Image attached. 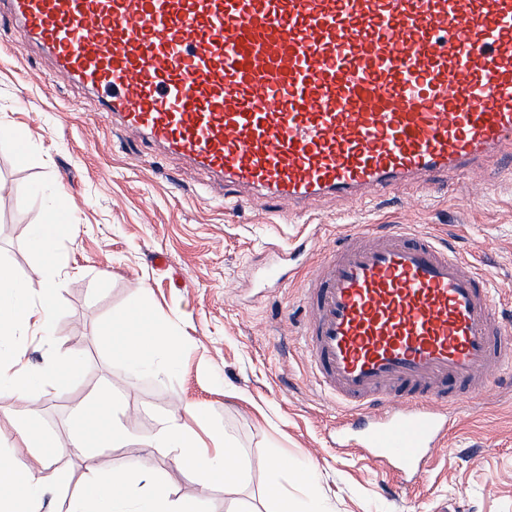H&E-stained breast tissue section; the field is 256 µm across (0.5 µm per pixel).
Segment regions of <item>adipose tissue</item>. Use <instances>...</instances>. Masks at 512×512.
I'll list each match as a JSON object with an SVG mask.
<instances>
[{
	"label": "adipose tissue",
	"mask_w": 512,
	"mask_h": 512,
	"mask_svg": "<svg viewBox=\"0 0 512 512\" xmlns=\"http://www.w3.org/2000/svg\"><path fill=\"white\" fill-rule=\"evenodd\" d=\"M52 200L45 221L31 225L28 243L44 260L43 286L32 292L28 284L8 267L0 268V392H6L21 407L13 419L20 447L29 449L31 464L17 461L13 453L0 450V512H41L45 475L64 452L82 457L88 478L84 486L63 498V512H200L195 499L171 498L163 484L153 482L139 469L103 472L97 469L92 447L106 441L122 446L129 439L125 424L112 417V396L98 393L71 422L70 450L58 448L49 435L35 432L26 415L41 396L63 391L83 368L77 357L54 360L39 370L27 358V343L33 336L51 335L56 317V299L69 277L56 260L59 242L70 232L64 215L63 193L45 187ZM116 346L133 368L150 363L156 352L175 358L182 349L180 337L131 306L115 321ZM179 415L166 423L156 445L181 466L192 471L203 486L230 485L243 477L237 453L228 452L224 435H201L197 426L206 415L202 403L185 400Z\"/></svg>",
	"instance_id": "1"
}]
</instances>
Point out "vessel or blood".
<instances>
[{
    "instance_id": "b4317fda",
    "label": "vessel or blood",
    "mask_w": 512,
    "mask_h": 512,
    "mask_svg": "<svg viewBox=\"0 0 512 512\" xmlns=\"http://www.w3.org/2000/svg\"><path fill=\"white\" fill-rule=\"evenodd\" d=\"M54 78L121 132L278 217L442 189L512 160V0H0ZM265 281L287 280L281 248ZM479 254L409 224L355 229L306 272L301 326L333 447L408 483L460 398L512 367Z\"/></svg>"
}]
</instances>
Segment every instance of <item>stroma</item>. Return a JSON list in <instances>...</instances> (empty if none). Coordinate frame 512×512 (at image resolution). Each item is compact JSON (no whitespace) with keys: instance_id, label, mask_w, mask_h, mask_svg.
Segmentation results:
<instances>
[{"instance_id":"obj_1","label":"stroma","mask_w":512,"mask_h":512,"mask_svg":"<svg viewBox=\"0 0 512 512\" xmlns=\"http://www.w3.org/2000/svg\"><path fill=\"white\" fill-rule=\"evenodd\" d=\"M50 62L0 21V261L39 289L43 260L28 246L30 225L51 201L37 183L66 194L74 225L58 247L69 271L57 300L55 334L30 341L29 363L81 357L83 373L61 393L39 399L31 417L59 447L71 443L76 412L102 388L129 428L127 445H100L97 467L147 466L172 498L201 499L203 512H274L267 463L276 457L317 476L315 493L333 512H512V390L488 394L481 408L462 402L448 451L416 487L357 451L331 446L338 411L314 382L296 327L303 277L255 289L266 245L293 248L296 224L274 221L258 205L222 206L220 189L175 156L115 131L91 94L49 77ZM410 224L434 230L461 250L482 253L496 288L512 293V165L449 177L420 200L404 191L371 207L320 203L304 229L312 250L289 269L316 262L340 230ZM183 338L178 368L164 356L131 374L113 349L112 323L135 302ZM209 408L201 428L220 430L248 461L232 487L202 489L154 443L178 399Z\"/></svg>"}]
</instances>
